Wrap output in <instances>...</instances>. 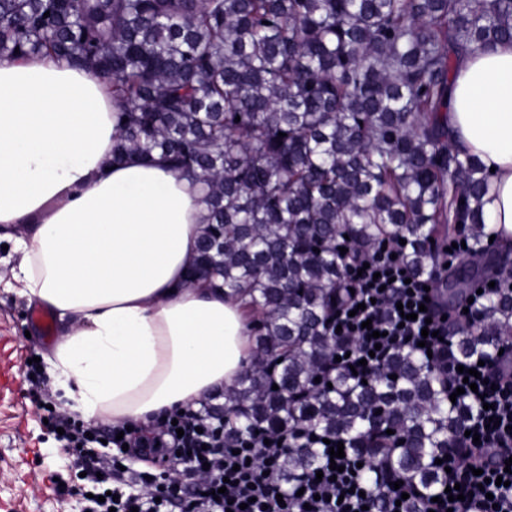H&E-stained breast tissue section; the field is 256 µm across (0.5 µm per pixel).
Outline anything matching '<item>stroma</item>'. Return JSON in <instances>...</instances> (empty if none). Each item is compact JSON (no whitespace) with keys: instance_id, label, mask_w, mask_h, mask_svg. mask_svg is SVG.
<instances>
[{"instance_id":"obj_1","label":"stroma","mask_w":512,"mask_h":512,"mask_svg":"<svg viewBox=\"0 0 512 512\" xmlns=\"http://www.w3.org/2000/svg\"><path fill=\"white\" fill-rule=\"evenodd\" d=\"M20 257L0 249V512H78L64 492L75 481L77 464L43 425L29 397L27 361L47 359L63 323L52 322V341L30 321L31 303L7 288Z\"/></svg>"}]
</instances>
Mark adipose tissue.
I'll return each mask as SVG.
<instances>
[{
  "instance_id": "obj_1",
  "label": "adipose tissue",
  "mask_w": 512,
  "mask_h": 512,
  "mask_svg": "<svg viewBox=\"0 0 512 512\" xmlns=\"http://www.w3.org/2000/svg\"><path fill=\"white\" fill-rule=\"evenodd\" d=\"M107 80L43 56L0 59V226L23 224L13 279L65 324L50 359L64 411L154 425L232 386L251 358L241 299L182 282L204 207L161 159L112 161ZM448 128L491 178L485 211L512 244V41L450 75Z\"/></svg>"
}]
</instances>
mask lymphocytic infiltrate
<instances>
[{"label":"lymphocytic infiltrate","mask_w":512,"mask_h":512,"mask_svg":"<svg viewBox=\"0 0 512 512\" xmlns=\"http://www.w3.org/2000/svg\"><path fill=\"white\" fill-rule=\"evenodd\" d=\"M367 262L365 272L353 276L354 292L334 318L342 336L356 341L345 365L362 375V359L372 355L380 361L394 350L416 349L422 341L447 376L449 390L462 388L464 370L480 373L477 391L463 395L479 410L467 424V436L449 449V472L434 493L410 486L378 494L369 489L357 470V457L350 454L340 460L342 472L332 473L330 446L316 432L239 438L228 435L223 420L203 409L174 407L165 411L162 429L149 433L131 425L92 433L84 420L49 411V431L59 432L64 448L84 463L85 475L68 488V495L84 499V512H403L398 502L405 493L420 499L422 512H512V472L505 470L512 458V341L502 355L482 365L454 357L447 339L467 319L462 307L448 306L437 289H425L424 279L405 278L404 256L385 249ZM403 304L413 319H402ZM425 328L430 331L426 338L421 335ZM297 442L319 449L321 464L318 472L287 487L273 474L283 449ZM139 448L160 451L152 473L134 468ZM202 467L212 474L207 488L165 482L167 471ZM455 485L461 499L444 504L446 487Z\"/></svg>","instance_id":"f902f5d3"}]
</instances>
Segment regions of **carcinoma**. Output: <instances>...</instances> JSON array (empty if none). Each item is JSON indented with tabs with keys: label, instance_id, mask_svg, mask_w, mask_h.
<instances>
[{
	"label": "carcinoma",
	"instance_id": "cac0c4a2",
	"mask_svg": "<svg viewBox=\"0 0 512 512\" xmlns=\"http://www.w3.org/2000/svg\"><path fill=\"white\" fill-rule=\"evenodd\" d=\"M506 39L512 0H0V57L101 72L112 161L157 154L201 191L188 281L247 298L254 318L253 367L205 410L235 436L335 435L375 491L434 490L473 408L411 350L364 376L336 365L354 341L327 320L348 259L385 243L406 240L408 269L431 280L440 238L460 230L467 274L482 263L488 175L449 136V77ZM509 336L512 292H490L451 350L488 361ZM319 462L291 448L276 476L292 485Z\"/></svg>",
	"mask_w": 512,
	"mask_h": 512
}]
</instances>
